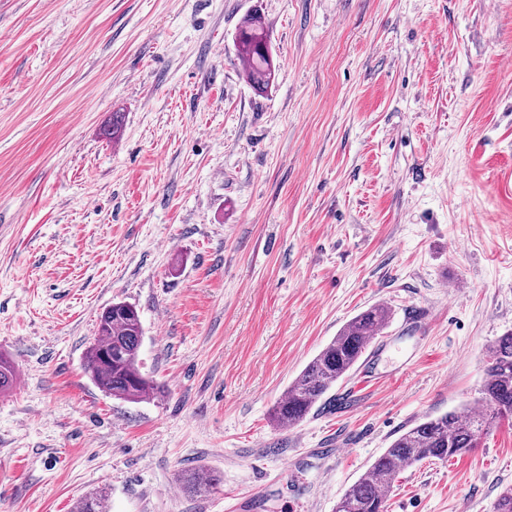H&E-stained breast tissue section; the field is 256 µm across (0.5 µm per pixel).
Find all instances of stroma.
Returning a JSON list of instances; mask_svg holds the SVG:
<instances>
[{
    "mask_svg": "<svg viewBox=\"0 0 512 512\" xmlns=\"http://www.w3.org/2000/svg\"><path fill=\"white\" fill-rule=\"evenodd\" d=\"M259 13L279 67L236 50ZM121 135L105 131L113 116ZM139 312L124 402L84 369ZM391 317L290 429L273 406ZM512 331V0H0V512H334L428 416L480 407ZM214 477L187 494V469ZM512 422L407 468L387 512H492ZM237 51L246 64V75L253 86L265 88L275 79L277 67L271 52L269 32L262 17L250 14L236 34ZM143 341L135 307L115 302L100 316L98 336L86 353L87 369L95 384L113 398L137 403L158 392L139 368ZM389 318V308L377 304L345 324L305 365L277 402L273 412L277 425L291 428L302 422L316 404L349 374Z\"/></svg>",
    "mask_w": 512,
    "mask_h": 512,
    "instance_id": "stroma-1",
    "label": "stroma"
}]
</instances>
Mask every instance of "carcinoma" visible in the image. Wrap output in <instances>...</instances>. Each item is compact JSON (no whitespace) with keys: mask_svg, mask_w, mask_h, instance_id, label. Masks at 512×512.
Returning a JSON list of instances; mask_svg holds the SVG:
<instances>
[{"mask_svg":"<svg viewBox=\"0 0 512 512\" xmlns=\"http://www.w3.org/2000/svg\"><path fill=\"white\" fill-rule=\"evenodd\" d=\"M237 51L246 64L253 86L265 88L275 79L277 67L269 32L262 17L250 14L236 34ZM388 307L377 304L345 324L334 338L300 371L274 408V420L282 428L302 422L323 397L358 363L371 341L387 325ZM143 341L135 307L115 302L100 316L98 336L86 353L87 369L105 393L137 403L157 394L158 387L139 368ZM16 380L14 364L0 354V393ZM481 401L484 409L471 413L452 411L428 416L396 438L336 504V512H384L387 492L405 469L426 461H446L477 447L478 440L495 424L512 419V331L498 337L487 350ZM214 479L187 470L182 488L192 494L209 491ZM108 492L100 490L81 497L74 512H105Z\"/></svg>","mask_w":512,"mask_h":512,"instance_id":"1","label":"carcinoma"}]
</instances>
